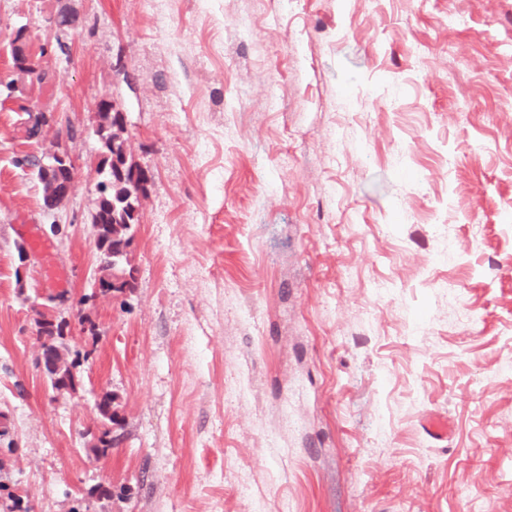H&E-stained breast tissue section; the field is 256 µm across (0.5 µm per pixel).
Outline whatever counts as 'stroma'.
<instances>
[{
    "instance_id": "stroma-1",
    "label": "stroma",
    "mask_w": 512,
    "mask_h": 512,
    "mask_svg": "<svg viewBox=\"0 0 512 512\" xmlns=\"http://www.w3.org/2000/svg\"><path fill=\"white\" fill-rule=\"evenodd\" d=\"M460 9L469 23L448 29ZM22 27L43 83L14 65ZM106 96L154 186L137 287L85 306L99 336L70 318L85 389L58 396L29 302L90 291ZM509 98L512 0H0L11 488L33 512H512ZM37 112L75 138L28 136ZM52 152L78 178L48 212L21 161ZM24 224L50 256L20 261ZM434 224L456 243L440 263ZM104 391L125 426L98 462L86 430ZM433 415L447 440L425 432ZM99 484L111 500L87 497Z\"/></svg>"
}]
</instances>
